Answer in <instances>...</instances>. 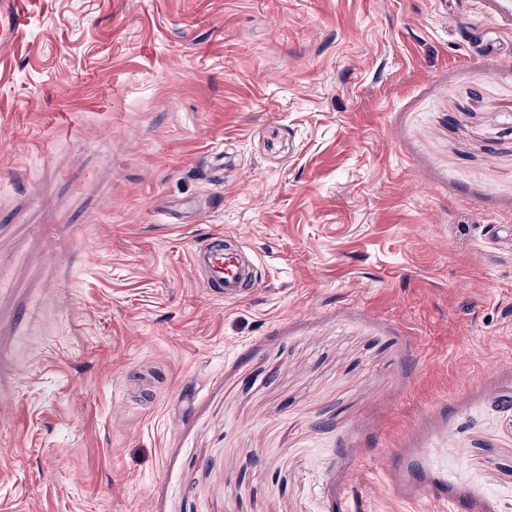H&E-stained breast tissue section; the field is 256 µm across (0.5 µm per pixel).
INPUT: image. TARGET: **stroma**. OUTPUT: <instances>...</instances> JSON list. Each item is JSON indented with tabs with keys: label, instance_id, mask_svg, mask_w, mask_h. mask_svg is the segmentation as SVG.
Segmentation results:
<instances>
[{
	"label": "stroma",
	"instance_id": "stroma-1",
	"mask_svg": "<svg viewBox=\"0 0 512 512\" xmlns=\"http://www.w3.org/2000/svg\"><path fill=\"white\" fill-rule=\"evenodd\" d=\"M491 37L465 0H0V512H425L443 479L512 512ZM216 231L252 298L191 267ZM190 260L210 295L240 300L252 297L262 284L258 259L241 232L213 234L192 250Z\"/></svg>",
	"mask_w": 512,
	"mask_h": 512
}]
</instances>
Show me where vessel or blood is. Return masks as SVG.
<instances>
[{
	"label": "vessel or blood",
	"instance_id": "vessel-or-blood-1",
	"mask_svg": "<svg viewBox=\"0 0 512 512\" xmlns=\"http://www.w3.org/2000/svg\"><path fill=\"white\" fill-rule=\"evenodd\" d=\"M190 260L211 295L240 300L253 296L262 284L259 262L243 233L210 236L192 250Z\"/></svg>",
	"mask_w": 512,
	"mask_h": 512
}]
</instances>
